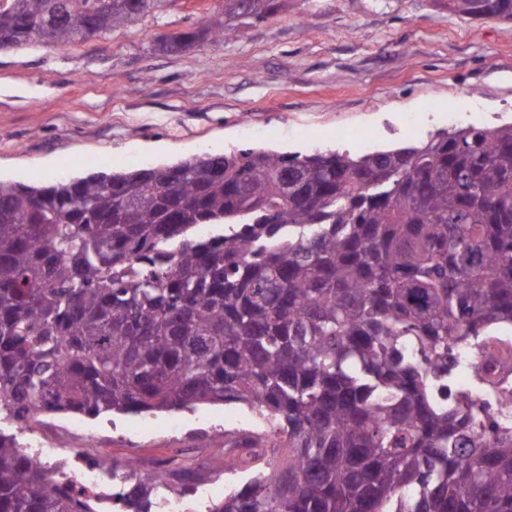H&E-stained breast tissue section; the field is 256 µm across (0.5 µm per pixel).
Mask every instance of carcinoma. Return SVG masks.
Instances as JSON below:
<instances>
[{
  "label": "carcinoma",
  "instance_id": "cac0c4a2",
  "mask_svg": "<svg viewBox=\"0 0 512 512\" xmlns=\"http://www.w3.org/2000/svg\"><path fill=\"white\" fill-rule=\"evenodd\" d=\"M162 2L7 0L0 48L80 44ZM448 11L512 23V0ZM274 12L224 0L214 35ZM506 327L512 124L356 157L247 148L0 183V416L244 406L265 428L224 445L248 478L205 512H512V420L437 397L455 349ZM159 475L126 483L131 512L166 494ZM0 512L93 508L0 431Z\"/></svg>",
  "mask_w": 512,
  "mask_h": 512
}]
</instances>
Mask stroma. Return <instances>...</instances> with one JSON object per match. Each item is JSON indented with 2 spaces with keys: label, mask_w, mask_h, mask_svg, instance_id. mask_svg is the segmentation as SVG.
<instances>
[{
  "label": "stroma",
  "mask_w": 512,
  "mask_h": 512,
  "mask_svg": "<svg viewBox=\"0 0 512 512\" xmlns=\"http://www.w3.org/2000/svg\"><path fill=\"white\" fill-rule=\"evenodd\" d=\"M224 0H169L87 42L0 49V182L43 184L98 170L153 168L242 148L364 154L416 145L463 124L512 123V25L461 20L442 0H283L241 18L229 41L177 52L164 34L223 21ZM239 405L142 415L56 414L36 428L57 447L171 485L234 482L216 447L262 429Z\"/></svg>",
  "instance_id": "stroma-1"
}]
</instances>
